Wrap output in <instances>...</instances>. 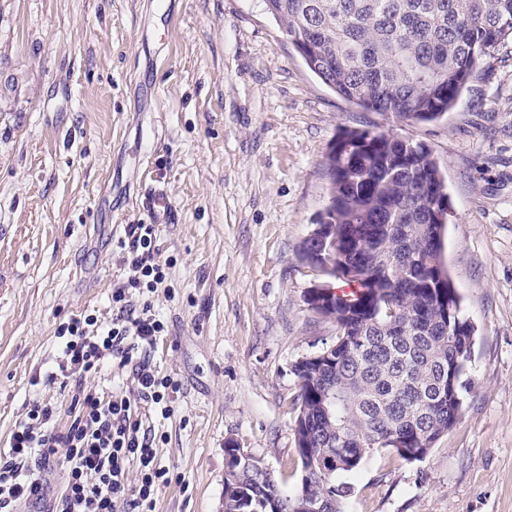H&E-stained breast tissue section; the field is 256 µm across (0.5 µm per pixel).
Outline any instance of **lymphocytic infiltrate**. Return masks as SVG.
I'll use <instances>...</instances> for the list:
<instances>
[{"label":"lymphocytic infiltrate","mask_w":512,"mask_h":512,"mask_svg":"<svg viewBox=\"0 0 512 512\" xmlns=\"http://www.w3.org/2000/svg\"><path fill=\"white\" fill-rule=\"evenodd\" d=\"M160 227L128 224L117 241L124 278L110 296L112 317L85 311L60 322L53 365L34 387L66 389V401L37 398L0 451V512H156L173 474L159 455L154 417L169 418L180 383L160 374L151 352L168 332L151 299L167 280ZM118 366L109 391L91 378ZM60 475L59 488L50 478Z\"/></svg>","instance_id":"1"}]
</instances>
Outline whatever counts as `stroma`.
<instances>
[{
  "mask_svg": "<svg viewBox=\"0 0 512 512\" xmlns=\"http://www.w3.org/2000/svg\"><path fill=\"white\" fill-rule=\"evenodd\" d=\"M372 127L428 145L452 215L443 261L477 329L455 425L409 463L371 454L347 512H512V43L437 121L367 112L306 66L263 0H0V449L70 313H109V224H149L180 383L156 512H223L224 451L294 494L293 363L336 337L298 248L330 193L327 151Z\"/></svg>",
  "mask_w": 512,
  "mask_h": 512,
  "instance_id": "stroma-1",
  "label": "stroma"
}]
</instances>
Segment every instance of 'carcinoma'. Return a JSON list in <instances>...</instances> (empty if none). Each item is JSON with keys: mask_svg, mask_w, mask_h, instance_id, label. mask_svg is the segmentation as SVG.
<instances>
[{"mask_svg": "<svg viewBox=\"0 0 512 512\" xmlns=\"http://www.w3.org/2000/svg\"><path fill=\"white\" fill-rule=\"evenodd\" d=\"M308 68L346 100L416 123L443 117L484 61L512 41V0H264ZM331 200L302 241L334 294L336 350L307 361L293 400L301 471L295 494L249 468L224 473L236 512H345L358 470L380 448L419 460L463 407L476 329L442 262L451 205L431 150L377 129L329 148ZM399 446H394V439ZM333 461L332 473L313 468Z\"/></svg>", "mask_w": 512, "mask_h": 512, "instance_id": "cac0c4a2", "label": "carcinoma"}]
</instances>
